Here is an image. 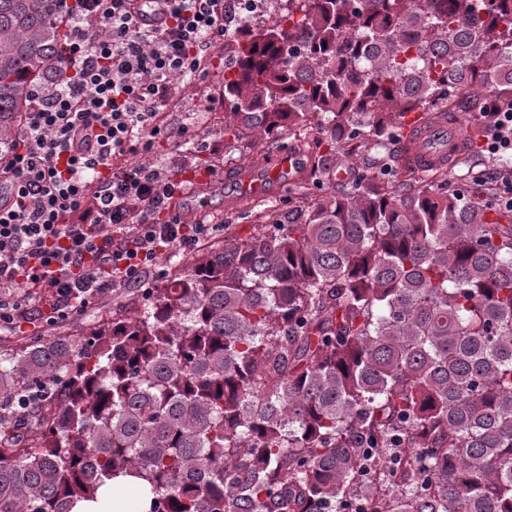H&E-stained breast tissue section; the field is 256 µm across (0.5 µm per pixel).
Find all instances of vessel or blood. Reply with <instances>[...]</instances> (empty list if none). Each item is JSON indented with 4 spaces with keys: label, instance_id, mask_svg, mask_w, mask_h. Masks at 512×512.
<instances>
[{
    "label": "vessel or blood",
    "instance_id": "1",
    "mask_svg": "<svg viewBox=\"0 0 512 512\" xmlns=\"http://www.w3.org/2000/svg\"><path fill=\"white\" fill-rule=\"evenodd\" d=\"M467 133L456 118L436 117L411 127L403 143V162L414 170H426L455 158Z\"/></svg>",
    "mask_w": 512,
    "mask_h": 512
}]
</instances>
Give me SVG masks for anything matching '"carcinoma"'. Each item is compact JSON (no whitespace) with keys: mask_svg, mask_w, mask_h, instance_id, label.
<instances>
[{"mask_svg":"<svg viewBox=\"0 0 512 512\" xmlns=\"http://www.w3.org/2000/svg\"><path fill=\"white\" fill-rule=\"evenodd\" d=\"M281 2L229 50L225 148L261 135L313 186L344 147L374 164L251 206L84 342L0 354V512L120 476L150 512H512V208L443 168L403 193L386 152L474 88L512 104V0ZM62 43L54 0H0V155Z\"/></svg>","mask_w":512,"mask_h":512,"instance_id":"carcinoma-1","label":"carcinoma"}]
</instances>
